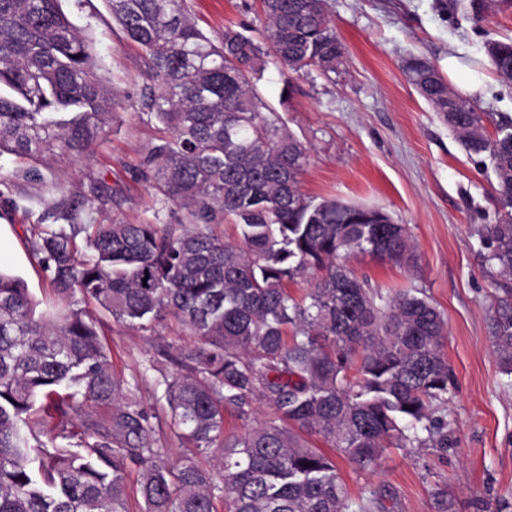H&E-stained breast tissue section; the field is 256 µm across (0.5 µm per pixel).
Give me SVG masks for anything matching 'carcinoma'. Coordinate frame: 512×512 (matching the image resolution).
Listing matches in <instances>:
<instances>
[{
  "instance_id": "1",
  "label": "carcinoma",
  "mask_w": 512,
  "mask_h": 512,
  "mask_svg": "<svg viewBox=\"0 0 512 512\" xmlns=\"http://www.w3.org/2000/svg\"><path fill=\"white\" fill-rule=\"evenodd\" d=\"M61 0H0V155L84 157L112 123L114 100L90 38ZM157 84L146 115L168 136L143 160L187 224H77L84 202L38 231L31 251L53 298L0 271V512H130L127 470L143 469L141 512H350L336 458L361 471L385 449L448 447V325L417 288H372L346 261L360 254L410 266L409 229L385 210L301 190L308 149L267 114L257 90L273 60L290 72L335 73L346 49L328 0H259L260 36L227 26L220 42L185 0H106ZM512 82V38L485 45ZM410 84L463 148L489 158L497 219L477 229L489 270L512 280V117L455 93L419 56ZM493 126L494 132L488 131ZM234 224L237 240L213 233ZM86 234V250L76 243ZM310 284L300 297L288 284ZM130 328L176 320L193 343L159 384L176 462L156 446L139 383L118 377L85 310ZM489 336L512 375V288L501 289ZM226 433L224 413L255 420ZM88 403L103 415H79ZM218 455L220 473L200 458Z\"/></svg>"
}]
</instances>
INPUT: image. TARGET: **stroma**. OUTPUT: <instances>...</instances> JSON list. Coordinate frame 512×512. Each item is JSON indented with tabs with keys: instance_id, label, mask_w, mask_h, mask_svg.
Listing matches in <instances>:
<instances>
[{
	"instance_id": "1",
	"label": "stroma",
	"mask_w": 512,
	"mask_h": 512,
	"mask_svg": "<svg viewBox=\"0 0 512 512\" xmlns=\"http://www.w3.org/2000/svg\"><path fill=\"white\" fill-rule=\"evenodd\" d=\"M186 6L213 37L228 25L263 26L255 0H187ZM62 8L92 38L117 106L111 127L84 159L57 156L36 172L27 161L0 156V269L22 277L40 300L52 291L30 240L39 225L55 223L54 206L86 200L82 224L188 221L186 210L164 202L141 172L144 156L166 132L142 113L150 81L140 49L115 25L105 0H62ZM329 11L347 49L346 67L291 75L270 64L259 89L308 148L304 193L380 206L409 227L415 266L369 255L350 266L374 288L424 290L447 320L445 353L453 369L446 449L389 448L366 472L342 459L341 477L351 501L373 499L372 512H485L490 502L512 512V375L501 372L488 336L498 278L485 267L476 234L495 221L493 174L483 157L462 148L402 71L411 55L442 72L449 57L460 58L449 85L458 90L482 74L474 101L512 116V83L480 63L467 64L479 62L488 41L512 37V0L478 21L448 11L445 0H329ZM86 310L98 321L116 374L140 379L158 446L173 458L184 454L155 384L160 371L175 369L173 348L186 339L181 326L171 320L142 331L113 322L97 304Z\"/></svg>"
}]
</instances>
